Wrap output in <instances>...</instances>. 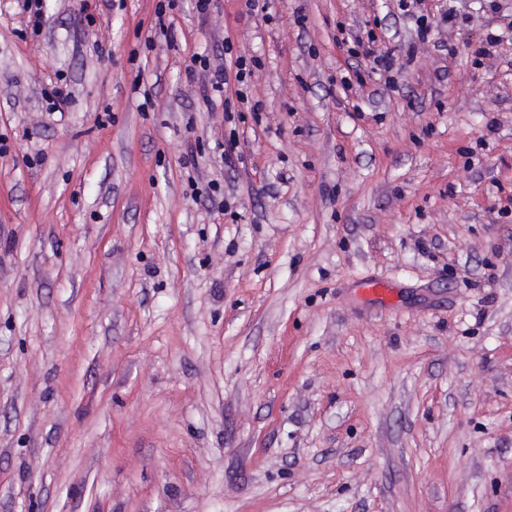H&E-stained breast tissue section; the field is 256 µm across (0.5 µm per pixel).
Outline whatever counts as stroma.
I'll return each mask as SVG.
<instances>
[{
  "label": "stroma",
  "instance_id": "35a3bbf8",
  "mask_svg": "<svg viewBox=\"0 0 512 512\" xmlns=\"http://www.w3.org/2000/svg\"><path fill=\"white\" fill-rule=\"evenodd\" d=\"M158 2L0 0V512H512V0ZM347 39L353 40L359 47H361L362 51H363L362 54L365 57L373 58V64L375 65L373 67L374 70L379 69V70H383L384 72L393 71V69L395 67V60H394L393 56L389 52H385V53L377 52V50L375 49L376 39L372 35V33H370L368 35L367 44H364L362 38L358 35H356V36L350 35L347 37ZM200 69L204 73V76L209 78L210 89L216 92L220 97L224 93V89L229 85L230 77L226 71V68L219 66H211L210 59L208 57L197 58ZM236 72H235V81L239 84V87L236 92L237 100L241 103H245L248 101L247 94V77H251L253 74V67L260 66L259 60L256 58L250 59V64L247 63V60L238 57L235 61Z\"/></svg>",
  "mask_w": 512,
  "mask_h": 512
}]
</instances>
